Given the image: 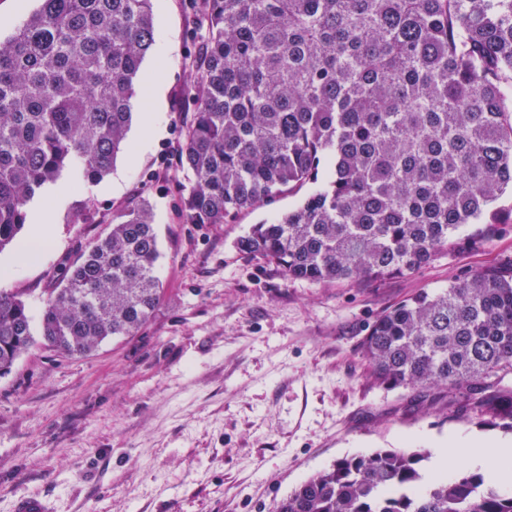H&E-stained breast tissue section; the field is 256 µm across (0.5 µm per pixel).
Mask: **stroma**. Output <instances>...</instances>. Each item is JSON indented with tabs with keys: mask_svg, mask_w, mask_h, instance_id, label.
<instances>
[{
	"mask_svg": "<svg viewBox=\"0 0 512 512\" xmlns=\"http://www.w3.org/2000/svg\"><path fill=\"white\" fill-rule=\"evenodd\" d=\"M162 98L141 85L119 154L101 182L72 192L70 174L30 208L54 205L45 245L14 263L0 286L39 309L64 266L110 230L116 206L146 191L161 256L162 296L143 329L82 357L34 345L0 378V512L22 492L47 495L51 512H272L336 460L380 449L434 450L453 434L512 441L477 424L446 389L417 395L370 376L358 345L378 315L423 289L485 268L512 267V194L495 204V234L418 272L382 280L312 284L239 253L251 225L288 211L286 195L224 224H183L175 166L190 76L183 0L154 12ZM154 115L160 129L144 128ZM87 205L88 224L70 221Z\"/></svg>",
	"mask_w": 512,
	"mask_h": 512,
	"instance_id": "1",
	"label": "stroma"
}]
</instances>
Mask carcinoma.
Returning <instances> with one entry per match:
<instances>
[{
	"label": "carcinoma",
	"instance_id": "1",
	"mask_svg": "<svg viewBox=\"0 0 512 512\" xmlns=\"http://www.w3.org/2000/svg\"><path fill=\"white\" fill-rule=\"evenodd\" d=\"M0 39V252L37 190L107 176L126 147L135 83L157 39L152 0H37ZM192 74L177 167L183 224H223L306 182L294 209L236 242L290 281L409 275L490 224L512 190V0H185ZM65 268L40 307L0 288V377L40 336L87 355L133 336L162 294L154 212L140 195ZM370 374L460 394L512 431V272L475 271L380 314ZM426 451L378 450L318 471L272 512H512L478 469L426 473Z\"/></svg>",
	"mask_w": 512,
	"mask_h": 512
}]
</instances>
